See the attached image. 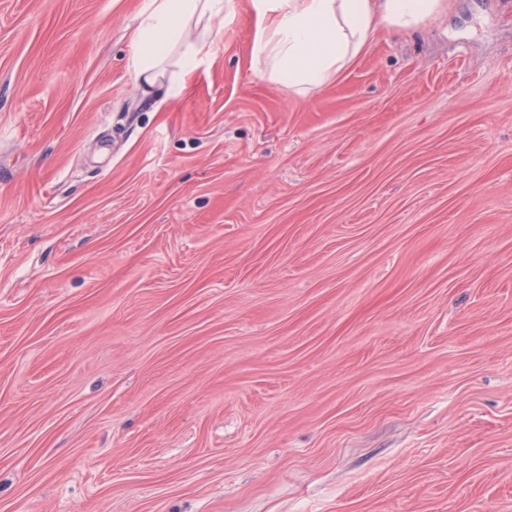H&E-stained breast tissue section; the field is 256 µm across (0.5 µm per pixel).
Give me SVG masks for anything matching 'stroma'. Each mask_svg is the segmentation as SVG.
Instances as JSON below:
<instances>
[{
    "instance_id": "stroma-1",
    "label": "stroma",
    "mask_w": 512,
    "mask_h": 512,
    "mask_svg": "<svg viewBox=\"0 0 512 512\" xmlns=\"http://www.w3.org/2000/svg\"><path fill=\"white\" fill-rule=\"evenodd\" d=\"M148 2L0 0V512H512V0L305 96ZM227 0H150L132 38L131 67L145 90L164 81L177 94L184 78L196 70L200 56L218 25L224 22ZM194 24L197 36L189 38ZM178 53L168 74L166 62Z\"/></svg>"
}]
</instances>
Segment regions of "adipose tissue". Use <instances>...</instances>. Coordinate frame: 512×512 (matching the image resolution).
Listing matches in <instances>:
<instances>
[{
  "mask_svg": "<svg viewBox=\"0 0 512 512\" xmlns=\"http://www.w3.org/2000/svg\"><path fill=\"white\" fill-rule=\"evenodd\" d=\"M253 56L261 76L299 94L323 86L383 28L409 31L443 0H251ZM226 0H150L132 38L140 85L179 92L224 21Z\"/></svg>",
  "mask_w": 512,
  "mask_h": 512,
  "instance_id": "adipose-tissue-1",
  "label": "adipose tissue"
}]
</instances>
